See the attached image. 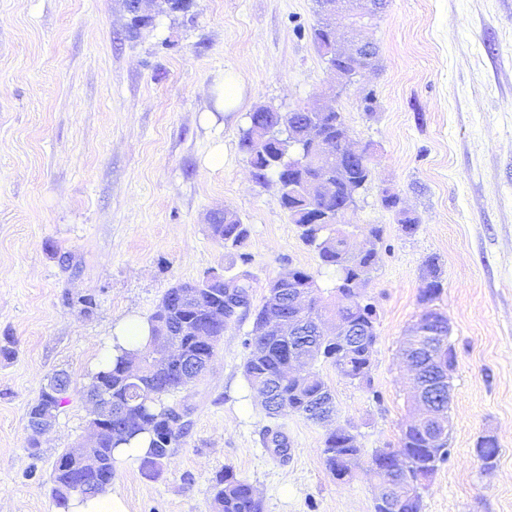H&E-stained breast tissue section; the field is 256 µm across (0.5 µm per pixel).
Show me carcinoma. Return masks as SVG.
<instances>
[{"label": "carcinoma", "mask_w": 512, "mask_h": 512, "mask_svg": "<svg viewBox=\"0 0 512 512\" xmlns=\"http://www.w3.org/2000/svg\"><path fill=\"white\" fill-rule=\"evenodd\" d=\"M332 35V30L322 20H316L312 38L319 52H324ZM376 58L377 49L374 47L367 53L348 55L345 49L336 46L334 56H325L323 60L326 68H335L336 76L343 78L358 74L371 66ZM308 121L309 113L299 108L289 112L265 110L249 115L248 125L240 133L239 148L253 167L257 182L264 184L272 175L288 182V160L302 153V147L294 134L301 132ZM325 171L338 177L336 192L318 197L312 207L308 208L302 204L292 186L281 194L280 202L291 223L300 229L303 241L317 251L321 264L335 269L337 287L340 288L352 281L362 267L367 268V276H372L375 260L364 257L357 266L349 264L343 258L346 249L344 239L336 234L324 235L326 225L312 223L311 214L317 211L340 219L345 217L348 197L344 183L358 187L365 181L367 173L361 164L342 155L326 162ZM209 228L211 236L224 243L226 248L238 247L248 235L246 225L239 221L227 224L222 213L213 216ZM426 266L431 280L422 292V301L429 303L441 294L443 284L435 260H428ZM228 284L238 297L244 299L243 314L252 316L253 322L271 323L286 315L284 302L277 303L269 297L264 298L260 305H253L250 275L242 271L226 275L224 281L200 289L199 300L189 306L178 303L175 288H170L156 314L150 317V341H155L159 329L166 327L172 333L171 339L183 353L203 365L210 364L224 335L225 326L210 323L208 310L213 306H224V290ZM187 320L193 327L211 336V343L207 347L197 346L192 336L179 334V326ZM377 339V330L374 329L368 335L367 343L351 349L338 359L334 356V340L324 338L321 340L324 345L323 354L313 358V362H326L341 377L350 381L357 377L361 383L368 385L370 373L364 371V366L369 356L374 354ZM295 344L294 338L283 336L275 330L264 336H248L245 345L249 353L243 364V376L250 389L260 398L261 406L268 416L274 418L294 414L309 421V408L322 398L326 383L315 371L310 372L312 379L299 388L284 382L291 347ZM150 350L151 347L147 346L122 355L115 366L101 369L92 375L89 388L112 405V421L102 431L97 444L90 449L99 461V472L91 476L95 485L80 491L78 482L84 477L80 466L74 460L67 459V452L59 454L51 472L52 494L58 507L67 508L69 498L77 492L95 495L112 485L115 463L113 449L131 444L143 433L149 434L150 451L148 457L141 460V471L145 476L152 477L168 459L177 440L186 433L189 426L187 411L179 415L178 406L163 402V397L180 390L181 379L171 368L155 361ZM69 388L70 379L53 377L28 407L29 427L35 428L44 418L55 419L63 395ZM399 448L412 457L410 474L395 480L396 494L401 499L399 512H421L416 475L434 470L446 461L448 449L443 444L436 448L423 447L420 433L412 428L402 431ZM476 448L486 466L493 467L499 455L498 443L481 438ZM321 454L326 468L333 475L336 474V457L347 456L361 460V448L348 445L346 438L334 433L325 435ZM213 509L214 512H262V504L250 483L226 469L217 473L214 479Z\"/></svg>", "instance_id": "cac0c4a2"}]
</instances>
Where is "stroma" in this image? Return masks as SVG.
<instances>
[{"mask_svg": "<svg viewBox=\"0 0 512 512\" xmlns=\"http://www.w3.org/2000/svg\"><path fill=\"white\" fill-rule=\"evenodd\" d=\"M314 0H194L128 37L124 0H0V512H60L57 456L89 419L84 391L113 324L151 316L175 283L248 271L253 304L291 269L315 275L322 303L336 273L321 266L280 203L257 184L239 137L257 107L324 102L329 75L311 38ZM370 41L376 68L336 97L372 176L344 221L384 228L367 298L377 313L371 383L323 363L332 424L350 427L359 467L339 481L321 456L327 428L267 417L243 376L251 317L230 323L208 373L170 395L189 429L160 474L116 466L128 512H212L213 479L232 469L263 512H374L376 450L398 447L412 416L401 348L425 311L435 259L457 352L448 459L422 490L421 512H512V0H388L373 26L340 27ZM243 102L218 107L224 77ZM374 89L373 114L361 103ZM224 146V165L207 157ZM418 219L405 233L382 190ZM235 212L249 235L215 241L209 215ZM92 296L93 314L78 298ZM71 386L32 455L27 410L58 372ZM285 451L273 454L266 429ZM499 455L483 469L476 443Z\"/></svg>", "mask_w": 512, "mask_h": 512, "instance_id": "35a3bbf8", "label": "stroma"}]
</instances>
